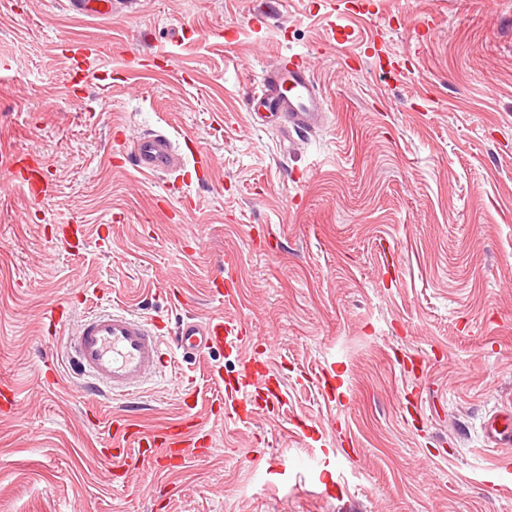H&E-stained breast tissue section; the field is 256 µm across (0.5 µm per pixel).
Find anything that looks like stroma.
Here are the masks:
<instances>
[{"mask_svg": "<svg viewBox=\"0 0 512 512\" xmlns=\"http://www.w3.org/2000/svg\"><path fill=\"white\" fill-rule=\"evenodd\" d=\"M87 43L84 82L63 47ZM294 53L329 115L308 134L245 98ZM119 129L209 165L143 175ZM30 152L47 198L0 190V512H512V447L485 434L512 407V0H0V159ZM57 305L252 332L113 399L73 373ZM249 359L279 397L236 421ZM187 390L206 452L109 475L113 415L163 425ZM70 9L78 15L111 16L121 4H132L130 0H70Z\"/></svg>", "mask_w": 512, "mask_h": 512, "instance_id": "35a3bbf8", "label": "stroma"}]
</instances>
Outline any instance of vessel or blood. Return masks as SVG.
Returning a JSON list of instances; mask_svg holds the SVG:
<instances>
[{
	"mask_svg": "<svg viewBox=\"0 0 512 512\" xmlns=\"http://www.w3.org/2000/svg\"><path fill=\"white\" fill-rule=\"evenodd\" d=\"M125 0H70V9L79 15L109 16L119 11ZM253 117H274L289 128L307 132L325 119L324 101L311 78L305 56L291 55L264 74L247 97ZM192 139L173 141L163 132L144 134L127 156L145 175L183 171L190 162ZM16 161H9V181L20 182L31 200L41 201L49 187L36 168L17 174ZM229 333L223 320L211 317L183 319L174 335H163L157 325L130 312L99 310L87 315L68 342L74 372L104 387L112 397H127L148 384L177 355L196 354L223 346ZM269 371L263 362L246 361L231 385L237 404L233 412L245 417L253 402V390L266 388ZM487 437L497 448L512 447V410L493 415L487 423ZM199 425L191 415H183L164 425L147 429L128 414L112 419L110 446L114 467H121L125 450L136 444L162 470L171 471L199 450Z\"/></svg>",
	"mask_w": 512,
	"mask_h": 512,
	"instance_id": "b4317fda",
	"label": "vessel or blood"
}]
</instances>
